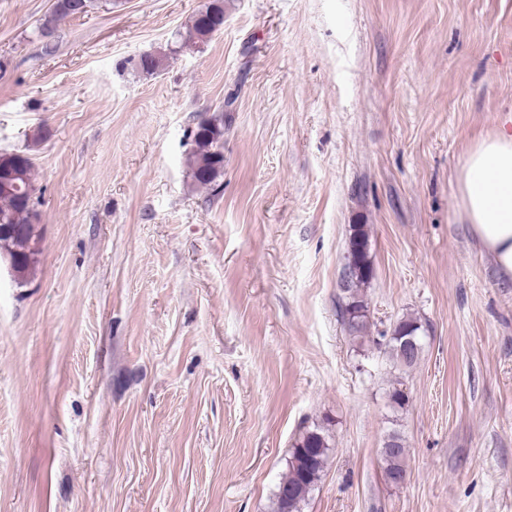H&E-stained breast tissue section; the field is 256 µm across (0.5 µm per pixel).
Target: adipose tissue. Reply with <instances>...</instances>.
<instances>
[{
	"label": "adipose tissue",
	"mask_w": 512,
	"mask_h": 512,
	"mask_svg": "<svg viewBox=\"0 0 512 512\" xmlns=\"http://www.w3.org/2000/svg\"><path fill=\"white\" fill-rule=\"evenodd\" d=\"M460 192L472 234L512 284V129L499 126L471 146Z\"/></svg>",
	"instance_id": "1"
}]
</instances>
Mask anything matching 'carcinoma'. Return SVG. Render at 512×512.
Listing matches in <instances>:
<instances>
[{
	"label": "carcinoma",
	"instance_id": "cac0c4a2",
	"mask_svg": "<svg viewBox=\"0 0 512 512\" xmlns=\"http://www.w3.org/2000/svg\"><path fill=\"white\" fill-rule=\"evenodd\" d=\"M74 0H53L52 8L45 18L52 25L65 17H77L90 11L93 0H81L84 10L72 7ZM224 28V0H208L204 8L196 13L178 33L183 45H196L211 38ZM224 116L201 119L193 134L191 149L186 163L195 183L208 188L224 168ZM0 171L12 176L6 189L0 187V254L8 256L15 279L25 283L37 263L38 241L34 238L33 224L38 219L34 201V165L26 150L0 152ZM352 262L349 288L342 293L339 304L341 323L353 341L360 344L369 340L375 348L388 356L398 367L410 369L415 366L418 350L422 349L423 326L417 319H400L390 330L377 336L369 335L368 302L365 286L374 276L370 238L367 225L354 224L350 229L347 256ZM412 334L417 350L411 358H405L398 336ZM390 406L398 411L405 408L409 396L403 383L395 381L389 389ZM327 429L315 427L303 431L292 445L285 473L282 475L272 500L271 512H301V504L321 479L328 457ZM384 471L394 485L404 482L406 453L401 435L392 431L387 434L381 448Z\"/></svg>",
	"mask_w": 512,
	"mask_h": 512
}]
</instances>
